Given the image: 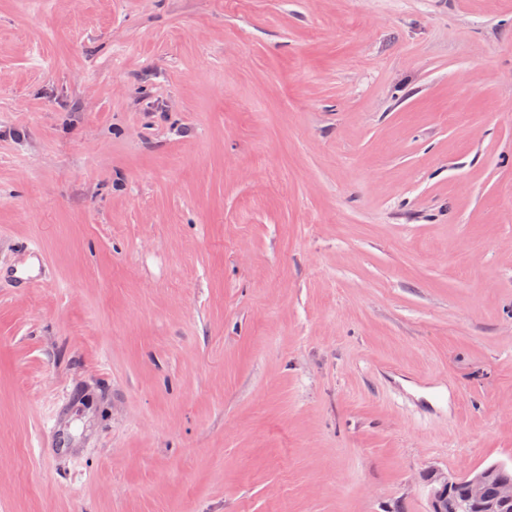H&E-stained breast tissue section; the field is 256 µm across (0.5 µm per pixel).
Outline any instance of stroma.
I'll return each instance as SVG.
<instances>
[{"instance_id": "1", "label": "stroma", "mask_w": 512, "mask_h": 512, "mask_svg": "<svg viewBox=\"0 0 512 512\" xmlns=\"http://www.w3.org/2000/svg\"><path fill=\"white\" fill-rule=\"evenodd\" d=\"M491 464L512 0H0V512H429Z\"/></svg>"}]
</instances>
